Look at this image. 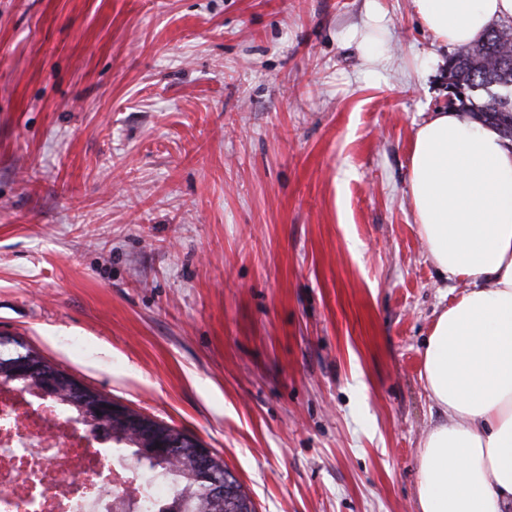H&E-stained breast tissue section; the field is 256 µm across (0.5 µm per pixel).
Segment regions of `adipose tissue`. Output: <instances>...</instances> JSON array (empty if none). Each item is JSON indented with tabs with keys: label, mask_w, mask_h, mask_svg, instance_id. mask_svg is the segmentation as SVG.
<instances>
[{
	"label": "adipose tissue",
	"mask_w": 512,
	"mask_h": 512,
	"mask_svg": "<svg viewBox=\"0 0 512 512\" xmlns=\"http://www.w3.org/2000/svg\"><path fill=\"white\" fill-rule=\"evenodd\" d=\"M442 45L512 22V0H413ZM407 192L427 256L463 291L421 378L440 419L418 452L419 512H512V144L455 110L418 124Z\"/></svg>",
	"instance_id": "ef3b65f1"
}]
</instances>
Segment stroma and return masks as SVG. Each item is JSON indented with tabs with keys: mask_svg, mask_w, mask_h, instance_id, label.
<instances>
[{
	"mask_svg": "<svg viewBox=\"0 0 512 512\" xmlns=\"http://www.w3.org/2000/svg\"><path fill=\"white\" fill-rule=\"evenodd\" d=\"M371 6L377 71L346 37ZM449 54L412 0H0V334L196 438L256 512H416L458 291L407 172ZM367 18L369 22L363 33V37L369 40V43L375 51L370 57L369 62L375 68L383 67L388 62V57L381 55L379 49L388 39V27L384 15L368 11Z\"/></svg>",
	"mask_w": 512,
	"mask_h": 512,
	"instance_id": "obj_1",
	"label": "stroma"
}]
</instances>
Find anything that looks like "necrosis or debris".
<instances>
[{"instance_id":"necrosis-or-debris-1","label":"necrosis or debris","mask_w":512,"mask_h":512,"mask_svg":"<svg viewBox=\"0 0 512 512\" xmlns=\"http://www.w3.org/2000/svg\"><path fill=\"white\" fill-rule=\"evenodd\" d=\"M174 495L58 399L0 385V512H163Z\"/></svg>"}]
</instances>
